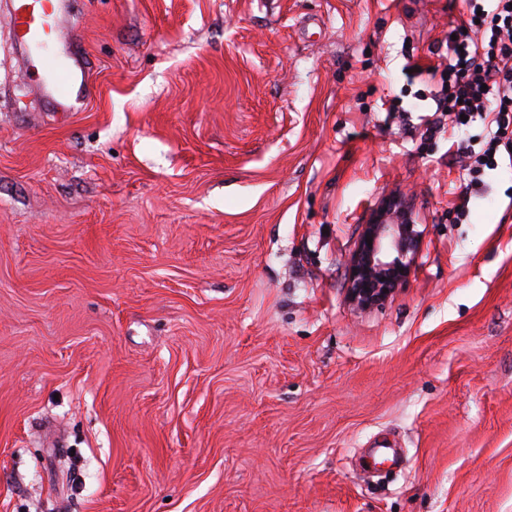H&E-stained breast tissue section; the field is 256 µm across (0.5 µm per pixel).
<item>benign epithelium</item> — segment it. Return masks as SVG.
Here are the masks:
<instances>
[{"mask_svg":"<svg viewBox=\"0 0 512 512\" xmlns=\"http://www.w3.org/2000/svg\"><path fill=\"white\" fill-rule=\"evenodd\" d=\"M372 243H367L366 238ZM421 234L401 214L376 212L362 225L352 253L347 279V299L357 308L375 305L388 297L409 274Z\"/></svg>","mask_w":512,"mask_h":512,"instance_id":"7a95c632","label":"benign epithelium"}]
</instances>
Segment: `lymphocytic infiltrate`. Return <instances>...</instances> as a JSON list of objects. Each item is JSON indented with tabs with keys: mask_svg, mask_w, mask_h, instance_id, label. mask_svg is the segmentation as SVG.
Instances as JSON below:
<instances>
[{
	"mask_svg": "<svg viewBox=\"0 0 512 512\" xmlns=\"http://www.w3.org/2000/svg\"><path fill=\"white\" fill-rule=\"evenodd\" d=\"M467 17L453 27L441 72L434 123L494 115L497 129L469 152L474 174L495 169L496 153L512 147V0H466Z\"/></svg>",
	"mask_w": 512,
	"mask_h": 512,
	"instance_id": "1",
	"label": "lymphocytic infiltrate"
}]
</instances>
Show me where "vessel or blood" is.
<instances>
[{
  "label": "vessel or blood",
  "mask_w": 512,
  "mask_h": 512,
  "mask_svg": "<svg viewBox=\"0 0 512 512\" xmlns=\"http://www.w3.org/2000/svg\"><path fill=\"white\" fill-rule=\"evenodd\" d=\"M67 0H11L7 10L15 43L36 61L41 88L54 108L73 107L76 87L85 85L84 62L67 50L62 20Z\"/></svg>",
  "instance_id": "b4317fda"
}]
</instances>
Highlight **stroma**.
Here are the masks:
<instances>
[{
	"mask_svg": "<svg viewBox=\"0 0 512 512\" xmlns=\"http://www.w3.org/2000/svg\"><path fill=\"white\" fill-rule=\"evenodd\" d=\"M465 11L74 0L73 112L0 23V512H512V156L422 121ZM399 195L415 264L356 309ZM361 227L347 279V299L357 308L382 302L408 276L421 237L416 225L402 224L400 212L394 210L375 212L369 224ZM366 237L372 238V246H368Z\"/></svg>",
	"mask_w": 512,
	"mask_h": 512,
	"instance_id": "obj_1",
	"label": "stroma"
}]
</instances>
